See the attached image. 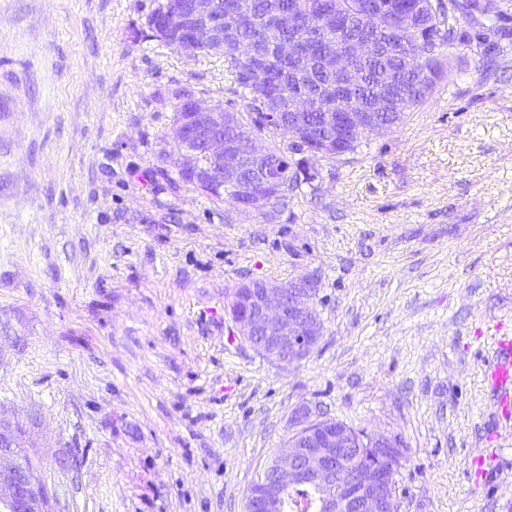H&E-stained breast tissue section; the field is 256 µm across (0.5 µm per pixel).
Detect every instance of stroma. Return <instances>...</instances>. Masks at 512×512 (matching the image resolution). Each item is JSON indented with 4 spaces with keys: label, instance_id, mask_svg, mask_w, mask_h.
<instances>
[{
    "label": "stroma",
    "instance_id": "stroma-1",
    "mask_svg": "<svg viewBox=\"0 0 512 512\" xmlns=\"http://www.w3.org/2000/svg\"><path fill=\"white\" fill-rule=\"evenodd\" d=\"M157 3L0 0V417L52 512H244L303 403L403 436L401 512H512L483 376L512 332V54L459 47L267 224L160 174L172 89L236 85L153 37ZM303 274L323 335L267 360L224 292Z\"/></svg>",
    "mask_w": 512,
    "mask_h": 512
}]
</instances>
